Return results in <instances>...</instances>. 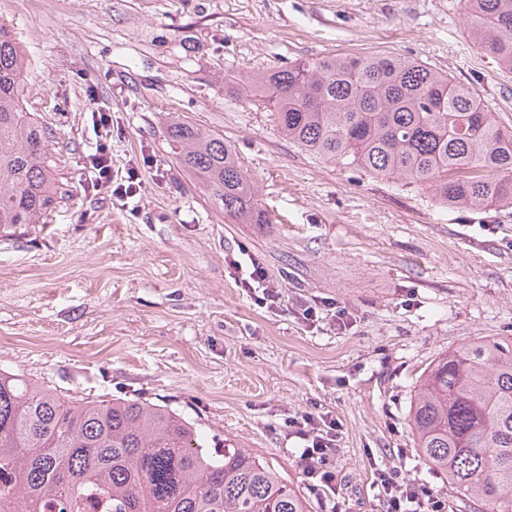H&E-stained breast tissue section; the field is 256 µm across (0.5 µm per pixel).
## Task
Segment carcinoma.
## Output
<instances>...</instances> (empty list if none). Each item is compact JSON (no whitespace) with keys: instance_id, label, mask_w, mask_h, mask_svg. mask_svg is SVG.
Masks as SVG:
<instances>
[{"instance_id":"carcinoma-1","label":"carcinoma","mask_w":512,"mask_h":512,"mask_svg":"<svg viewBox=\"0 0 512 512\" xmlns=\"http://www.w3.org/2000/svg\"><path fill=\"white\" fill-rule=\"evenodd\" d=\"M465 31L512 71V0H467ZM26 60L0 24V227L37 224L66 196L51 136L24 100ZM302 150L427 184L443 206H512V131L474 86L384 53L329 55L233 78ZM179 162L236 224H267L224 136L173 119ZM417 448L463 505L512 512V341L461 345L422 374ZM0 512H309L293 484L246 448H208L197 423L140 399L66 398L0 370Z\"/></svg>"}]
</instances>
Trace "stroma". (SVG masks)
I'll list each match as a JSON object with an SVG mask.
<instances>
[{"label": "stroma", "mask_w": 512, "mask_h": 512, "mask_svg": "<svg viewBox=\"0 0 512 512\" xmlns=\"http://www.w3.org/2000/svg\"><path fill=\"white\" fill-rule=\"evenodd\" d=\"M465 0H0L25 99L69 196L0 236V369L75 398H143L247 448L310 512H385L377 470L460 503L408 416L423 371L459 345L512 340V208L438 206L428 185L312 157L228 75L336 53H390L476 86L512 127V72L464 34ZM182 118L223 135L265 224H234L180 164ZM123 196L96 189L99 147ZM247 251L282 286L257 305L224 261ZM317 307L304 320L301 303ZM353 318L340 328L332 305ZM338 424L336 489L310 487L290 418Z\"/></svg>", "instance_id": "stroma-1"}]
</instances>
